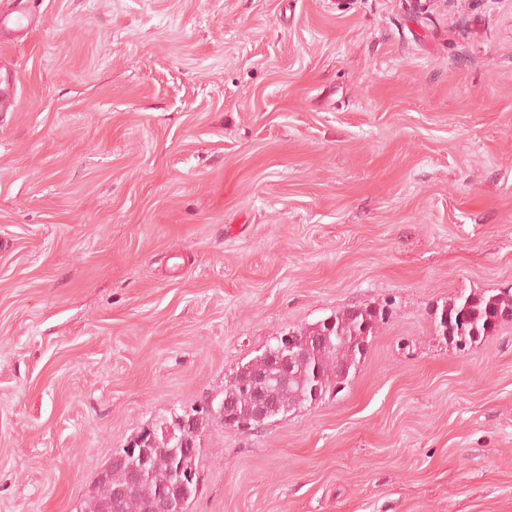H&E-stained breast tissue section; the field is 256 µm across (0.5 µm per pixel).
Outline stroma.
Masks as SVG:
<instances>
[{
  "label": "stroma",
  "mask_w": 512,
  "mask_h": 512,
  "mask_svg": "<svg viewBox=\"0 0 512 512\" xmlns=\"http://www.w3.org/2000/svg\"><path fill=\"white\" fill-rule=\"evenodd\" d=\"M0 24V512H88L117 448L276 337L387 319L339 393L210 418L187 512H512V0H24ZM446 311L447 324L443 320ZM508 314L512 316V294L461 295L446 310H442L440 327L447 336H454L453 339L464 337L465 347L469 348L480 336H484L506 319L511 320L512 317L506 316Z\"/></svg>",
  "instance_id": "obj_1"
}]
</instances>
